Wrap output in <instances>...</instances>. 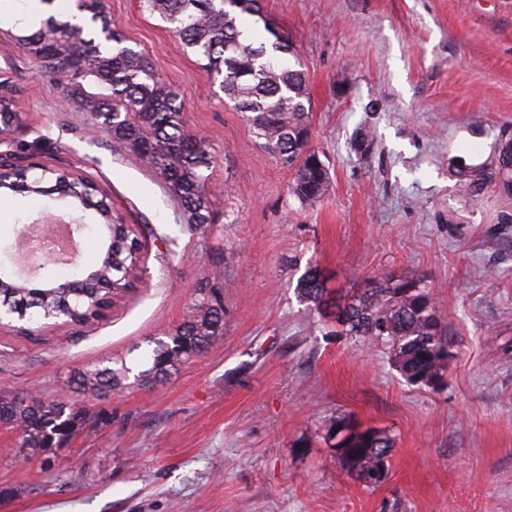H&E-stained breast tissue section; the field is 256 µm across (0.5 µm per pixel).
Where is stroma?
<instances>
[{
    "label": "stroma",
    "instance_id": "obj_1",
    "mask_svg": "<svg viewBox=\"0 0 512 512\" xmlns=\"http://www.w3.org/2000/svg\"><path fill=\"white\" fill-rule=\"evenodd\" d=\"M113 26L185 103L213 148L215 221L189 230L131 153L112 154L88 114L35 73L0 20V75L33 161L93 173L127 224L167 237L141 251L144 285L104 319L0 327V394L75 401L108 425L79 431L53 469L18 456L0 426V512H512V198L463 194L455 171L493 173L512 139V0H262L307 73L313 144L328 168L302 205L198 56L140 0H103ZM0 275L24 225L50 213L84 228L80 267L48 262L34 287L96 268L109 234L71 198L0 189ZM315 264L333 288L388 273L424 277L454 336L438 389L407 385L386 350L330 336L296 286ZM221 270L224 336L163 382L142 386L155 340ZM120 366L118 394L92 397L73 371ZM354 417L394 442L375 487L351 479L327 436Z\"/></svg>",
    "mask_w": 512,
    "mask_h": 512
}]
</instances>
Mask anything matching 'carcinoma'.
<instances>
[{
    "instance_id": "obj_1",
    "label": "carcinoma",
    "mask_w": 512,
    "mask_h": 512,
    "mask_svg": "<svg viewBox=\"0 0 512 512\" xmlns=\"http://www.w3.org/2000/svg\"><path fill=\"white\" fill-rule=\"evenodd\" d=\"M76 12L61 20L50 14L38 29L17 36V42L36 66V74L61 87L63 93L81 101L91 114V123L112 138V149H128L149 167L187 216L193 230H206L214 215L205 193L203 170L212 163V147L188 132L184 106L152 66L148 56L127 44L112 27L99 0H75ZM158 14L184 46L204 60L208 80L237 110L248 115L256 137L292 171V193L303 205L320 201L328 173L314 145L310 124L306 73L269 54H290L288 40L269 23L265 30L274 37L270 44L243 38L238 14L261 16L258 0L231 14L224 0H142ZM496 168L500 191L512 197V155L500 150ZM459 184L467 194L485 189L479 169L463 168ZM112 235L117 256L100 262V280L69 288L61 297L45 289L20 288L16 299L27 303L28 319L39 322L46 309L66 301L72 321L88 323L100 318L101 310L136 287L140 256L150 236L163 238L158 230L140 224H124ZM302 301L316 310L326 304L327 288L318 266L307 268L297 284ZM336 335L350 336L388 350L390 363L406 383L433 387L445 381L450 339L437 315L433 295L423 278L386 274L368 280L336 299ZM224 336L222 290L202 281L197 296L182 322L168 340L155 341L152 364L138 375L152 385L163 381L180 365L199 356ZM127 367L74 373L76 384L87 394L100 396L123 387ZM110 421L101 413L90 416L71 403L39 396H1L0 424L19 433L18 446L25 459L42 458L50 468L54 450L63 447L81 428ZM347 429L340 456L348 474L370 487L366 476L384 477L393 443L379 431L363 429L352 419L331 421L328 431Z\"/></svg>"
}]
</instances>
